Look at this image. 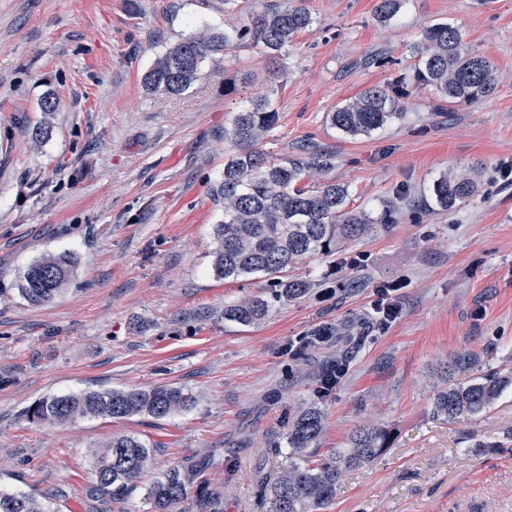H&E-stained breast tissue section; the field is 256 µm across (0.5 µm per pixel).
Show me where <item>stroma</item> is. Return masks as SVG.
<instances>
[{
	"label": "stroma",
	"instance_id": "obj_1",
	"mask_svg": "<svg viewBox=\"0 0 512 512\" xmlns=\"http://www.w3.org/2000/svg\"><path fill=\"white\" fill-rule=\"evenodd\" d=\"M377 3L307 0L314 23L278 60L238 45L168 97L143 84L159 56L198 29L249 24L267 0H0L1 489L53 512H150L149 484L196 460L224 512H260L257 468H276L287 417L315 405L326 416L315 458L365 424L394 434L325 512H512V387L469 420L432 411L437 390L469 377L456 358L512 372V0H409L387 27ZM439 22L493 62L494 95L444 107L415 88L370 135L327 123L366 88L411 74L412 46ZM232 75L239 90L228 97ZM265 95L280 114L264 142L271 156L324 147L350 208L377 213L404 194L414 203L293 269L309 293L244 326L225 320L224 305L265 283L214 277L224 213L210 188L224 172L225 124ZM47 98L54 111L42 110ZM473 164L481 176L468 202L450 213L420 204L442 172ZM48 253L70 255L75 270L61 295L35 305L18 280ZM382 297L399 310L385 324L374 310ZM323 326L329 345H299ZM339 358L347 373L319 395ZM159 384L202 399L163 419L50 425L23 414L49 395ZM119 435L157 451L115 502L91 492L93 452Z\"/></svg>",
	"mask_w": 512,
	"mask_h": 512
}]
</instances>
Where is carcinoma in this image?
<instances>
[{"instance_id":"1","label":"carcinoma","mask_w":512,"mask_h":512,"mask_svg":"<svg viewBox=\"0 0 512 512\" xmlns=\"http://www.w3.org/2000/svg\"><path fill=\"white\" fill-rule=\"evenodd\" d=\"M407 0H378L375 16L383 26L395 20ZM314 23L306 0H268L263 12L234 33L209 28L196 31L170 46L144 76L147 90L179 96L200 78L205 63L226 54L233 42H247L260 53L278 57ZM412 83L401 77L386 87H370L336 107L327 122L349 137L369 135L399 115V99L409 85L428 87L440 102L470 105L494 95L492 62L470 51L460 30L449 23L425 28L412 46ZM279 121L273 100H255L234 113L224 126L223 177L211 188L224 220L215 225L217 247L214 275L226 281L259 277L267 282L261 295L224 305V319L243 325L263 321L281 303L304 297L312 285L288 277V269L307 259L328 256L350 241L389 224L401 201H389L378 215L348 208L349 191L328 180L304 184L315 170L328 171L333 156L320 151L303 157L271 160L264 139ZM479 188L475 167L440 175L428 187V197L441 212L472 198ZM73 271L68 255H47L32 263L19 280L20 295L32 304L51 301L66 287ZM512 386V374L488 371L448 385L433 398V414L450 423L470 419L491 408ZM199 396L189 389L158 385L149 390L106 389L51 396L25 410L28 420L64 425L80 418H125L147 414L156 419L195 406ZM324 412L310 406L288 418V460L263 478L262 512H317L331 504L349 473L372 464L390 446L383 427L353 432L347 447L321 460L310 459L309 448L321 437ZM155 449L134 436H118L94 453L95 491L114 499L126 497L150 468ZM199 464L172 468L147 488L151 512H171L194 483ZM0 512H51L46 502L30 495L0 491Z\"/></svg>"}]
</instances>
